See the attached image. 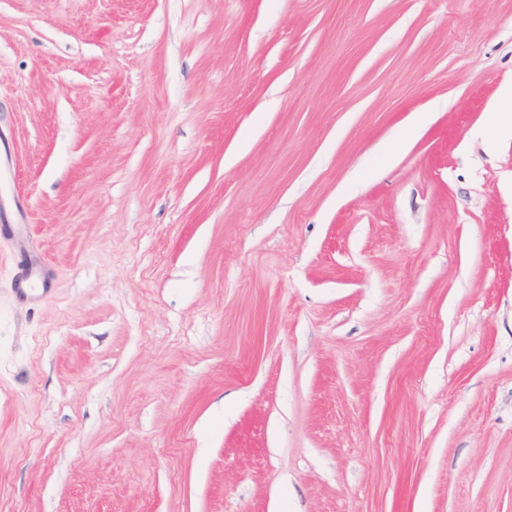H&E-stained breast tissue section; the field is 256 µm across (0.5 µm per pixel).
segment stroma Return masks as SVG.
Returning a JSON list of instances; mask_svg holds the SVG:
<instances>
[{
	"mask_svg": "<svg viewBox=\"0 0 512 512\" xmlns=\"http://www.w3.org/2000/svg\"><path fill=\"white\" fill-rule=\"evenodd\" d=\"M506 85L512 0H0V512H512ZM497 107L500 112H495L496 117L490 125V130L497 133L507 128L512 131V87L507 86L501 90Z\"/></svg>",
	"mask_w": 512,
	"mask_h": 512,
	"instance_id": "stroma-1",
	"label": "stroma"
}]
</instances>
